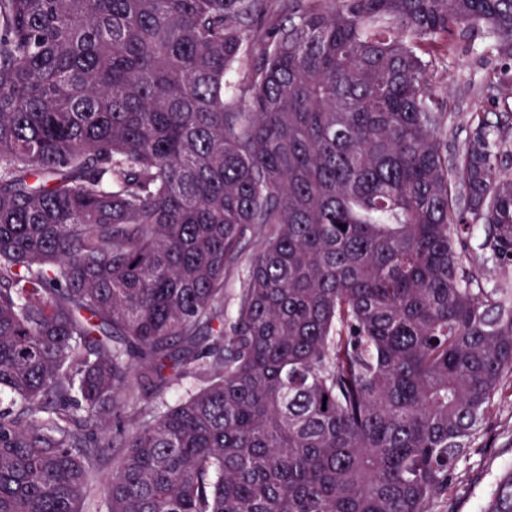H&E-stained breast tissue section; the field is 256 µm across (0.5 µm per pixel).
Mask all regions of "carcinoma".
I'll use <instances>...</instances> for the list:
<instances>
[{"label":"carcinoma","instance_id":"cac0c4a2","mask_svg":"<svg viewBox=\"0 0 512 512\" xmlns=\"http://www.w3.org/2000/svg\"><path fill=\"white\" fill-rule=\"evenodd\" d=\"M479 34L512 0H0V512H433L512 378V113L450 156L429 77Z\"/></svg>","mask_w":512,"mask_h":512}]
</instances>
